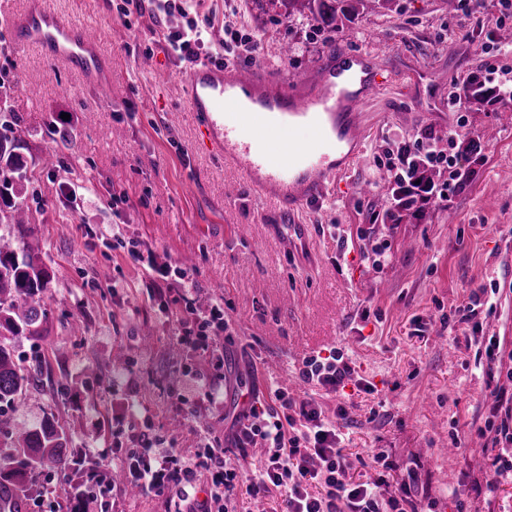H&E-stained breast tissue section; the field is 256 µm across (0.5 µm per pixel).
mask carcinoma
<instances>
[{"mask_svg": "<svg viewBox=\"0 0 512 512\" xmlns=\"http://www.w3.org/2000/svg\"><path fill=\"white\" fill-rule=\"evenodd\" d=\"M277 3L281 16L288 19L309 11L320 31H334L344 22L353 21L360 9L368 4L386 8L392 0H268ZM467 93L474 100L491 102L496 99L493 86L473 75L467 82ZM16 145L0 139V169L15 173L22 170ZM13 182L0 181V337L36 333V325L47 316L45 294L51 282L50 274L40 257L20 251L10 225L24 223L25 209L13 199ZM33 385V376L17 364L13 353L0 342V403H13L23 398ZM69 435L54 416L39 424H10L0 420V447L7 449L0 476V501L21 497L37 475L46 468L66 463ZM93 484H83L66 490L71 509L80 512L81 505Z\"/></svg>", "mask_w": 512, "mask_h": 512, "instance_id": "obj_1", "label": "carcinoma"}]
</instances>
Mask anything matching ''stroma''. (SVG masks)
Wrapping results in <instances>:
<instances>
[{"instance_id": "35a3bbf8", "label": "stroma", "mask_w": 512, "mask_h": 512, "mask_svg": "<svg viewBox=\"0 0 512 512\" xmlns=\"http://www.w3.org/2000/svg\"><path fill=\"white\" fill-rule=\"evenodd\" d=\"M48 2L95 30L112 59L111 96L16 45L7 19L28 0H0V138L16 142L27 166L20 197L28 222L12 231L52 275L37 335L4 339L40 381L0 406V420L36 425L55 416L83 458H106L114 469L145 435L191 460L232 440L237 396L212 405L210 388L229 377L265 397L279 384L308 390L328 417L345 406L355 478H376L367 462L381 448L417 463L433 512H456L461 499L469 512H512V476L486 489L490 454L477 432L495 400L477 350L490 336L512 349V120L503 116L512 105L448 104L450 87L470 74L512 70V55L498 52L512 18L480 29L446 0H396L392 10L320 32L310 17L286 19L254 0H183L191 18H213V42L228 25L258 36L256 62L282 85L309 77L336 47L371 53L390 77L361 112L365 145L351 171L323 203L295 216L309 227L299 239L276 234L283 216L199 147L182 97L185 70L154 49L162 24L147 14L119 19L123 0ZM476 43L482 55L473 54ZM285 45L290 55H282ZM159 67L169 71L166 81L156 80ZM425 132L449 139V153L471 167L470 181L450 191L439 178L436 196L385 223L394 206L389 152ZM65 183L78 187V207L59 196ZM119 238L193 269L198 300L223 301L233 332L223 363L171 357L176 325L153 298L152 276L116 247ZM480 286L497 288L498 312L470 335L448 314ZM334 348L373 393L305 387L303 359ZM71 474L44 470L23 512H67ZM109 501V512L180 509L171 492L130 494L118 484Z\"/></svg>"}]
</instances>
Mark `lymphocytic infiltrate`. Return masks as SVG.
Masks as SVG:
<instances>
[{"label":"lymphocytic infiltrate","instance_id":"1","mask_svg":"<svg viewBox=\"0 0 512 512\" xmlns=\"http://www.w3.org/2000/svg\"><path fill=\"white\" fill-rule=\"evenodd\" d=\"M176 9L173 0H124L118 15L125 18L147 13L162 22L159 48L178 64L191 68L209 61L211 23L187 19L175 27L166 25V18ZM419 162L451 168L457 164L430 135L400 145L391 154L389 169L413 195L420 192L414 175ZM127 252L143 269L155 273V298L160 306L176 305L181 345L195 353L214 352L221 333L229 328L223 305H213L207 315H200L192 292L183 286L191 277L189 270L159 262L154 249L139 241H130ZM478 360L486 376L500 383L496 400L479 429L486 447L493 450L485 479L491 492L500 475L512 473V391L506 387L512 382V350L492 337ZM299 377L303 383L331 393L344 391L350 383L361 391L373 389L372 383L357 376L338 349L325 357L317 354L304 358ZM233 426L234 454L207 448L191 463H177L170 455L150 459L145 452L152 442L146 438L141 448L127 449L126 466L144 490H175L181 500L194 502L193 512H235L242 488L255 496L279 490V512H422L418 474L413 467L401 468L394 494L388 492L385 481L370 484L352 479L341 425L326 418L312 397L295 396L282 388L274 390L268 400L251 394L247 406L235 415ZM258 440L264 444V460L260 469L250 474L240 461ZM201 469L209 472L211 481L206 498L200 501L196 498V474Z\"/></svg>","mask_w":512,"mask_h":512}]
</instances>
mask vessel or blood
Returning a JSON list of instances; mask_svg holds the SVG:
<instances>
[{"label": "vessel or blood", "instance_id": "obj_1", "mask_svg": "<svg viewBox=\"0 0 512 512\" xmlns=\"http://www.w3.org/2000/svg\"><path fill=\"white\" fill-rule=\"evenodd\" d=\"M11 30L22 47L65 63L92 88L111 72L91 27L68 14L34 6L16 15ZM265 69L242 71L208 63L185 81L190 109L212 150L286 215L325 199L335 175L346 171L363 147L356 115L381 88L371 57L333 50L308 87L273 94ZM305 127L309 140L293 133Z\"/></svg>", "mask_w": 512, "mask_h": 512}]
</instances>
